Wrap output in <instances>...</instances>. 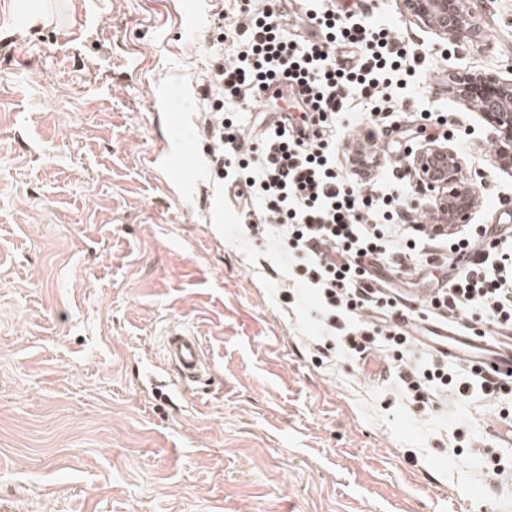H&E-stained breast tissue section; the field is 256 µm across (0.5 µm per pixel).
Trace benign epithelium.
Instances as JSON below:
<instances>
[{
	"instance_id": "7a95c632",
	"label": "benign epithelium",
	"mask_w": 512,
	"mask_h": 512,
	"mask_svg": "<svg viewBox=\"0 0 512 512\" xmlns=\"http://www.w3.org/2000/svg\"><path fill=\"white\" fill-rule=\"evenodd\" d=\"M474 0H403V7L420 27L451 42L475 41L478 27L471 3ZM448 93L464 107L478 100L480 115L493 133L499 164L512 168V79L494 73L453 71L448 73ZM410 170L420 187L434 192L436 208L448 212L455 224L478 206L477 190L463 170L457 153L444 143L429 141L410 161Z\"/></svg>"
}]
</instances>
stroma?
Segmentation results:
<instances>
[{"mask_svg": "<svg viewBox=\"0 0 512 512\" xmlns=\"http://www.w3.org/2000/svg\"><path fill=\"white\" fill-rule=\"evenodd\" d=\"M217 2L0 0V512H512L485 457L512 403L422 411L394 371L323 349L314 294L213 185ZM367 15L421 60L387 120L409 132L394 160L441 139L477 188L470 224L512 222V170L448 94L452 70L512 79V0H485L473 44L401 0ZM175 323L208 381L154 393Z\"/></svg>", "mask_w": 512, "mask_h": 512, "instance_id": "35a3bbf8", "label": "stroma"}]
</instances>
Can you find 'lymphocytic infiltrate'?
I'll return each instance as SVG.
<instances>
[{"instance_id": "obj_1", "label": "lymphocytic infiltrate", "mask_w": 512, "mask_h": 512, "mask_svg": "<svg viewBox=\"0 0 512 512\" xmlns=\"http://www.w3.org/2000/svg\"><path fill=\"white\" fill-rule=\"evenodd\" d=\"M232 14L213 13L205 43L209 86L225 104L255 108L250 128L221 111L204 112L206 153L215 179L238 190L237 222L260 232L289 273L313 290L331 344L365 353L389 344L403 393L429 406L451 396L500 400L503 381L432 355L414 361L416 340L401 321L412 311L431 320L479 314L484 326L512 332V231L503 230L461 274L449 275L454 256L478 242L471 230L426 224L419 209L396 193L377 194L373 178L336 157L340 119L366 104L393 111L419 59L390 29L355 20L356 0H294L297 35L269 0H234ZM227 42L228 54L217 53ZM297 90L282 110L272 85ZM386 261L413 279L426 268L447 273L411 309L407 293L373 287L371 269Z\"/></svg>"}]
</instances>
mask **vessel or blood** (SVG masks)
I'll list each match as a JSON object with an SVG mask.
<instances>
[{
    "mask_svg": "<svg viewBox=\"0 0 512 512\" xmlns=\"http://www.w3.org/2000/svg\"><path fill=\"white\" fill-rule=\"evenodd\" d=\"M408 329L424 346L450 359L512 374V342L504 343L492 336H469L443 323L416 319L409 320ZM163 347L167 362L184 389L202 381L206 364L198 336L187 328L173 327L166 330Z\"/></svg>",
    "mask_w": 512,
    "mask_h": 512,
    "instance_id": "1",
    "label": "vessel or blood"
}]
</instances>
